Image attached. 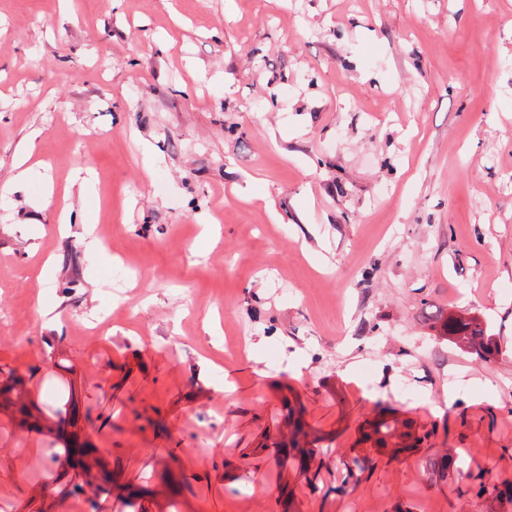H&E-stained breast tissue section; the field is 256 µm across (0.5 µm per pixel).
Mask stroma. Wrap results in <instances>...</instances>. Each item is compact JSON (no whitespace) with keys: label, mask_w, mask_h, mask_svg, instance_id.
Masks as SVG:
<instances>
[{"label":"stroma","mask_w":512,"mask_h":512,"mask_svg":"<svg viewBox=\"0 0 512 512\" xmlns=\"http://www.w3.org/2000/svg\"><path fill=\"white\" fill-rule=\"evenodd\" d=\"M381 403L426 444L362 443ZM476 474L512 482V0H0V503L512 512ZM442 336L448 341L481 361L494 358L499 347L487 326L478 318L469 314H448L441 324Z\"/></svg>","instance_id":"obj_1"}]
</instances>
